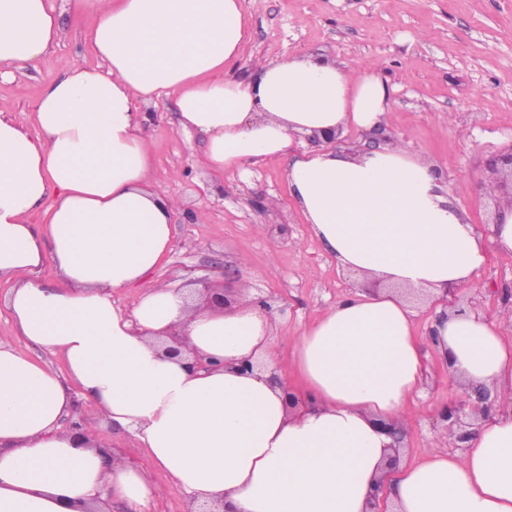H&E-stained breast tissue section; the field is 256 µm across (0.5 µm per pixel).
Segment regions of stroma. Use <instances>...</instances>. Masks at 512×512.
Segmentation results:
<instances>
[{"label": "stroma", "instance_id": "35a3bbf8", "mask_svg": "<svg viewBox=\"0 0 512 512\" xmlns=\"http://www.w3.org/2000/svg\"><path fill=\"white\" fill-rule=\"evenodd\" d=\"M60 16L61 37L34 68L0 78V111L24 125L47 81L74 60L96 64L88 45L90 17L70 11L68 0H48ZM249 36L229 79L248 77L261 62L315 56L336 63L374 62L396 92L385 134L426 159L449 190L452 204L487 241V262L475 285L457 290L456 308L493 315L512 312V254L491 244L498 200L486 189L496 179L492 157L512 150V0H255L249 5ZM152 119L150 182L176 197L170 250L152 272V283L220 284L239 273L274 308L277 347L291 341L346 294L351 278L320 245L292 198L287 160L246 164L244 172L218 176L202 163L204 138L183 132L166 99L145 107ZM204 222H196L197 212ZM12 281L0 279V336L15 349L65 373L60 354L13 336L6 306ZM427 374L409 403L406 459L424 448L452 443L435 415L448 402L454 381L432 346H424ZM98 440L120 449L129 464L145 470L164 490L149 512H184L187 494L153 467L126 430L107 425Z\"/></svg>", "mask_w": 512, "mask_h": 512}]
</instances>
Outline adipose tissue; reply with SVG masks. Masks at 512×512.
Wrapping results in <instances>:
<instances>
[{
    "label": "adipose tissue",
    "instance_id": "obj_1",
    "mask_svg": "<svg viewBox=\"0 0 512 512\" xmlns=\"http://www.w3.org/2000/svg\"><path fill=\"white\" fill-rule=\"evenodd\" d=\"M71 4L94 18L100 66L77 60L47 82L33 129L0 113V277L16 280L8 307L19 335L66 366L57 373L0 338V512H99L109 502L145 512L161 489L97 441L104 421L225 512H368L391 443L377 422L408 421L427 342L450 358L460 387H493L496 406L463 453L433 446L384 476L392 506L512 512V336L468 312L438 314L417 333L405 296L430 305L446 286H471L487 260L482 238L402 145L301 147L316 131L387 123L392 89L379 65L301 56L228 79L248 37L245 0ZM60 30L48 0H0V76L36 66ZM161 96L184 130L206 135L211 171L288 160L290 193L324 250L381 290L338 299L285 356L272 314L243 284L219 310L191 286H151L125 314L113 293L160 264L178 209L149 183L141 107ZM47 263L57 286L33 277ZM174 330L184 338L176 359L164 351ZM198 356L211 367L192 369ZM78 401L90 419L62 430Z\"/></svg>",
    "mask_w": 512,
    "mask_h": 512
}]
</instances>
